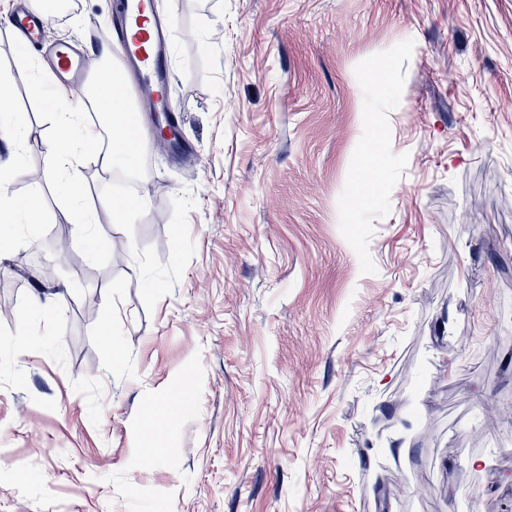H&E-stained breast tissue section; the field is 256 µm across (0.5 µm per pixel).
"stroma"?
Instances as JSON below:
<instances>
[{"instance_id":"stroma-1","label":"stroma","mask_w":512,"mask_h":512,"mask_svg":"<svg viewBox=\"0 0 512 512\" xmlns=\"http://www.w3.org/2000/svg\"><path fill=\"white\" fill-rule=\"evenodd\" d=\"M155 2L183 151L143 113L130 224L75 174L120 266L0 28L43 205L0 260V512H512V0ZM71 204V214L77 224H94L91 213L83 206V189L78 184H72L67 194Z\"/></svg>"}]
</instances>
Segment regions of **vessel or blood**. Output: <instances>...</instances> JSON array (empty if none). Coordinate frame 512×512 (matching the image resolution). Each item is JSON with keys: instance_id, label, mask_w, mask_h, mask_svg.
Listing matches in <instances>:
<instances>
[{"instance_id": "vessel-or-blood-1", "label": "vessel or blood", "mask_w": 512, "mask_h": 512, "mask_svg": "<svg viewBox=\"0 0 512 512\" xmlns=\"http://www.w3.org/2000/svg\"><path fill=\"white\" fill-rule=\"evenodd\" d=\"M117 12L119 25L115 36L124 66L121 78L114 85L115 92H137L153 111H170L168 36L153 0H118ZM50 21L49 15L22 6L8 17L4 26L15 41L45 47L58 77L67 80L79 92H86L89 56L65 43L44 45L43 32Z\"/></svg>"}]
</instances>
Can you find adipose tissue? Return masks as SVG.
I'll list each match as a JSON object with an SVG mask.
<instances>
[{
  "instance_id": "ef3b65f1",
  "label": "adipose tissue",
  "mask_w": 512,
  "mask_h": 512,
  "mask_svg": "<svg viewBox=\"0 0 512 512\" xmlns=\"http://www.w3.org/2000/svg\"><path fill=\"white\" fill-rule=\"evenodd\" d=\"M6 85V80L0 78V134L13 140L17 156L6 164H0V176L12 180L22 173L19 155L24 151L21 137L24 121L13 108L11 96L5 90ZM35 90L52 118V125L45 136V145L60 170L77 171L91 154L95 155L101 172L106 175L111 174L117 166L132 165L133 155L120 144H112L105 150L98 149L100 133L98 129L82 122V104L73 103L68 91L44 69L36 71ZM41 221L42 213L37 197L19 201L7 193H0L1 223L30 231Z\"/></svg>"
}]
</instances>
